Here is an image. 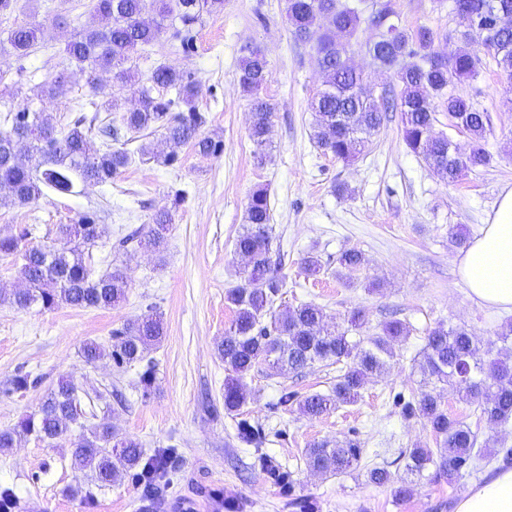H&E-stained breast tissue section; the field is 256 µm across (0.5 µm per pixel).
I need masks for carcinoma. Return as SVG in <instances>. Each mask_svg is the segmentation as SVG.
Wrapping results in <instances>:
<instances>
[{
	"instance_id": "1",
	"label": "carcinoma",
	"mask_w": 512,
	"mask_h": 512,
	"mask_svg": "<svg viewBox=\"0 0 512 512\" xmlns=\"http://www.w3.org/2000/svg\"><path fill=\"white\" fill-rule=\"evenodd\" d=\"M373 8L365 0H285V15L294 40L306 43L320 22L329 27L319 35L315 45L316 61L323 75V89L310 102L313 139L317 147L338 160L359 157L371 143V137L386 118L390 93L375 99L365 92L366 76L348 65L344 55L351 51L361 26L374 31L366 43V52L374 65L395 71L396 107L400 112L402 138L406 148L423 161L444 181L455 182L464 172H475L492 163V155L481 146L492 128V116L479 109L471 97L456 88L475 80L483 68L480 50L484 49L497 65L512 77V28L486 34L473 27L458 10L455 30L461 47L447 59L437 58L438 34L420 26L409 29L402 24L391 0ZM480 10L494 9L512 14V0H468ZM152 6L154 17L146 19ZM224 10V0H95L94 11L105 21L85 29L68 42V58L83 70L86 85L98 90V72L110 70L121 80L128 78L134 50L158 40L165 21L180 24L189 33L203 23L204 17ZM39 26L24 24L13 28L7 38L10 51L27 56L38 42ZM270 78L268 61L258 49H246L240 59L238 81L250 98V135L259 150H264L271 127L274 107L261 95ZM151 85L138 88L135 107L123 113L117 123L95 125L97 117H78L68 128L56 129L52 118L36 113L35 130L19 119L28 111L23 107L14 114L15 128L0 132V203L24 206L44 196V189L59 192L72 189L74 180L106 184L125 168L128 150L110 145L95 146L92 127L107 141H117L122 132L139 133L160 130L170 151L161 155L162 163L177 161L176 149L186 144L203 154H216L222 144L199 136L203 117L196 112L195 87L174 69L160 67L150 77ZM170 89L187 108L188 114L173 116V100L155 89ZM442 106L457 127L472 140L465 152L445 135L433 133L437 106ZM272 208L264 187L255 189L246 207V224L234 240V253L247 257L238 269V282L227 289L225 301L234 318L224 332L217 350L229 371L224 381V410L233 413L248 404L249 393L244 379L256 367L264 365L275 374L301 373L316 363L340 366L336 383L327 392H316L299 401L305 415L319 417L338 407L354 404L361 398L365 381L384 372L394 357L392 342L410 333L407 323L391 319L379 331L352 339L348 330L326 322L323 308L301 304L283 312L273 311L275 300L286 285L285 262L273 258L271 251ZM171 217L162 212L153 223L136 231L130 240L141 247L162 251L167 242ZM105 230L94 214L80 216L74 224H59V244L22 245L31 229L17 234H0V258L11 257L25 287L10 293L0 290V301L25 310L33 306L52 309L60 305L76 308L109 309L125 300L128 281L121 268L95 274L85 261V251L95 246ZM366 263L358 249L344 251L341 267L358 269ZM164 335L158 314L127 320L112 330L110 349L88 341L82 356L88 364L111 357L119 365L141 363L146 353ZM512 343V323L501 325L496 340L489 343L486 354L495 357L485 362L479 357V340L463 326L443 323L428 330L419 364L422 388L402 406L408 415L423 418L434 436L436 450L416 446L400 451L406 474L426 478L433 483L454 482L480 471L483 461L493 460L499 467L512 466V448L495 439L484 442L487 451L478 448V432L470 424L452 415L445 407L442 391L454 389L467 400L475 401L481 417L491 424L505 425L512 420V355L494 352L497 344ZM81 388L71 379H62L46 394L38 409L23 416L11 428L0 430V452L16 447L34 437L49 445L66 439L74 425L96 417L81 406ZM238 437L247 444L263 443L262 429L246 420L238 422ZM362 448L354 440L331 445L317 441L304 449L303 460L312 471L341 474L357 464ZM165 455L145 457L140 444L122 437L104 416L87 427V433L73 443L71 465L81 471L96 487L112 486L127 473L140 471L147 477L144 497L156 494L157 481L166 468ZM391 464L368 471L369 482L394 486L398 501L410 497L413 488L403 477H396Z\"/></svg>"
}]
</instances>
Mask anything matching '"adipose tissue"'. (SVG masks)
Listing matches in <instances>:
<instances>
[{
	"label": "adipose tissue",
	"instance_id": "1",
	"mask_svg": "<svg viewBox=\"0 0 512 512\" xmlns=\"http://www.w3.org/2000/svg\"><path fill=\"white\" fill-rule=\"evenodd\" d=\"M460 277L479 305L512 311V188L458 259ZM456 512H512V470L465 491Z\"/></svg>",
	"mask_w": 512,
	"mask_h": 512
}]
</instances>
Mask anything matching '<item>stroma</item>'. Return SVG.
<instances>
[{
	"label": "stroma",
	"mask_w": 512,
	"mask_h": 512,
	"mask_svg": "<svg viewBox=\"0 0 512 512\" xmlns=\"http://www.w3.org/2000/svg\"><path fill=\"white\" fill-rule=\"evenodd\" d=\"M393 3L403 24L438 33V52L448 56L457 50V19L448 0ZM29 22L40 26L41 35L35 49L19 58L5 39L10 29ZM97 22L93 0H14L13 10L0 13V131L5 113L18 104L11 95L15 84L30 89L64 76L56 94L33 97L29 104L63 129L89 100H111L113 116H121L136 103L139 85L155 68L167 66L194 83L196 107L204 117L199 133L220 141L223 149L203 155L187 144L179 148L178 161L166 166L137 156L144 144L161 153L169 150L161 132L146 131L129 142L134 157L111 183L81 182L71 194L51 192L26 206L0 207V233L31 227V246L51 242L57 225L96 214L106 233L90 248L88 262L99 274L111 263L122 264L128 278L125 301L110 309L18 310L0 304V429L36 410L58 378L69 377L91 393L94 412L108 415L146 454L165 453L167 474L150 505L129 476L102 490L91 486L85 495H69L68 487L82 480L70 466L71 445L82 434L75 426L57 446L30 439L0 452V487L32 502L35 512H179L181 501L197 499L200 512H296L289 505L294 496L312 498L317 512H449V504L467 488L495 473V464L450 485L414 480L413 495L405 501L395 500L391 487L368 482L367 471L394 459L399 450L435 445L424 419L403 414L393 403L395 394L419 387V352L427 329L460 325L485 343L512 320L511 312L472 300L454 265L459 250L449 238L457 229L475 237L503 190L512 188V111L505 104L512 97V77L488 55L480 77L464 84V92L492 116V131L482 145L493 162L446 183L406 148L395 112L353 162L317 148L309 104L322 88V76L312 44L294 41L284 0H224L223 11L206 17L187 37L165 29L154 44L134 52L129 80L101 72L95 95L64 48ZM246 46L265 54L271 72L262 94L275 112L262 162L250 136L249 101L238 85ZM259 186L270 192L273 248L284 254L288 276L275 310L313 303L344 328L351 312L361 309L363 336L378 332L393 316L411 329L394 343L395 357L385 372L366 381L357 403L318 418L302 415L297 403L281 405L279 398L285 392L303 397L329 390L337 366L319 363L298 376L256 368L246 378L251 400L243 414L224 409L226 371L217 346L234 317L224 293L236 283L241 260L233 243L248 198ZM162 210L172 217L163 253L123 244L124 236L150 224ZM350 248L364 252L367 263L361 269L341 268L338 259ZM310 253L321 260L319 275L299 269ZM150 312L160 314L164 324V337L150 353L151 389L141 383L140 365L120 366L109 359L85 363L84 342L108 343L113 329ZM20 373L29 374L35 387L12 391ZM444 400L480 439L495 436L512 446V424L496 427L480 420L474 405L453 390H445ZM242 419L263 427L261 446L240 441ZM349 438L363 450L359 467L337 476L307 469L304 448ZM270 465L291 473V485L272 479L266 471Z\"/></svg>",
	"instance_id": "35a3bbf8"
}]
</instances>
